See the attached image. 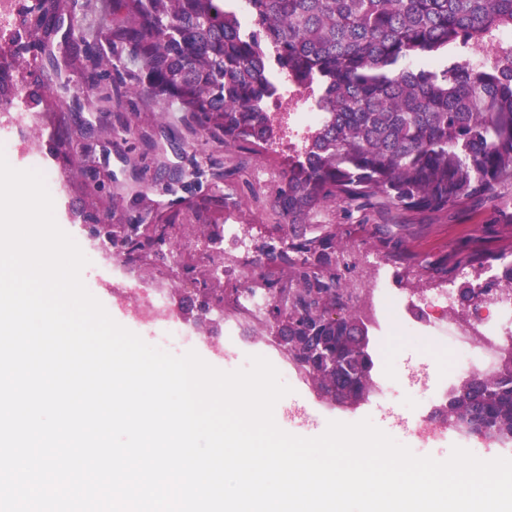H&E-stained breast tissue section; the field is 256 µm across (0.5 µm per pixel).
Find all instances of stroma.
<instances>
[{
    "instance_id": "obj_1",
    "label": "stroma",
    "mask_w": 512,
    "mask_h": 512,
    "mask_svg": "<svg viewBox=\"0 0 512 512\" xmlns=\"http://www.w3.org/2000/svg\"><path fill=\"white\" fill-rule=\"evenodd\" d=\"M57 3V22L23 33L24 41L38 44L37 54L16 58L11 48H0V56L12 60L15 92L34 115L8 163L18 170L31 169L37 159L47 164L55 219L83 252L92 249L84 231L88 224L165 227L177 243L175 261H158L150 252H121L111 260H99L95 274L105 282L133 278L143 288L166 284L172 311L180 318L197 298L186 272L200 279L209 268L203 242L190 238L189 230L204 226L220 233L226 225H237L250 238L252 252L246 256L232 245L224 247V263L232 273L220 286L225 307H232L233 289L247 285L239 272L248 258H260L267 247L281 244L280 226L288 218L281 214L277 198L284 162L298 132L295 115L304 110V103L280 106L277 145L227 146L207 135H192L176 106L151 95H133L137 65L128 58L112 71L110 101L98 102L86 76L95 55L112 53L109 29L100 23L99 0ZM76 27L90 55L72 54L67 37ZM505 198L512 200V189L504 190ZM502 199L434 213L326 204L302 220L301 228L308 232L316 224H336L344 229L345 279L352 288L374 280L376 258H387L389 250L381 244L387 224L403 227L397 245L401 257L390 260L389 271L404 294H420L445 283L455 289L466 282L485 286L492 282L485 268H471L464 260L471 254L492 260L512 254V208L503 209ZM218 340L223 341V350H216ZM272 341L269 330L248 324L240 336L226 337L218 330L199 336L192 348L220 369L224 355L260 356ZM380 349L376 371L402 377L411 367L429 368L426 387L409 386L402 394L408 415L424 412L426 392L444 385L453 391L465 379L454 366L449 346L401 325L383 337ZM276 408L277 425L300 437L319 436L332 421L355 423L365 418L390 436L398 434L367 402L338 405L310 382L293 386Z\"/></svg>"
}]
</instances>
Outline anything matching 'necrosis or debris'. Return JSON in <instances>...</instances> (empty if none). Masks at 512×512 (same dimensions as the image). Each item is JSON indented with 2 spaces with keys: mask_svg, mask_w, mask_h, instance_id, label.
<instances>
[{
  "mask_svg": "<svg viewBox=\"0 0 512 512\" xmlns=\"http://www.w3.org/2000/svg\"><path fill=\"white\" fill-rule=\"evenodd\" d=\"M367 295L364 313L375 337L385 336L389 326L399 322L410 331L445 339L460 370L493 373L497 353L512 348V295L471 305L466 317L455 321L448 318L455 295L442 284L422 295L403 297L390 278L380 275ZM138 297L144 319L153 323L150 345L171 352L193 342L191 330L172 313L165 289L142 291Z\"/></svg>",
  "mask_w": 512,
  "mask_h": 512,
  "instance_id": "obj_1",
  "label": "necrosis or debris"
}]
</instances>
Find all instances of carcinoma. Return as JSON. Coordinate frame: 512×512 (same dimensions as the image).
Returning <instances> with one entry per match:
<instances>
[{"label": "carcinoma", "mask_w": 512, "mask_h": 512, "mask_svg": "<svg viewBox=\"0 0 512 512\" xmlns=\"http://www.w3.org/2000/svg\"><path fill=\"white\" fill-rule=\"evenodd\" d=\"M112 48L138 63L132 93L174 102L197 132L223 142L270 145L274 76L288 80L322 113L304 145L288 156L278 206L290 225L324 204L378 202L420 212L464 209L512 185V54L481 67L465 53L512 31V0H250L246 26L230 0H110ZM452 49L448 65L434 56ZM112 60L100 56L88 81L101 86ZM341 229L319 226L271 247L266 260L293 269L252 277L296 325L289 350L324 395L363 399L371 388L368 349L352 382L320 371L306 344L326 337L342 366L346 331L360 320L336 254ZM166 229L125 233L128 254L163 253ZM340 312L341 321L333 318ZM490 388L478 395L477 383ZM477 415L490 438L512 445V374L466 380L448 398V423Z\"/></svg>", "instance_id": "obj_1"}]
</instances>
